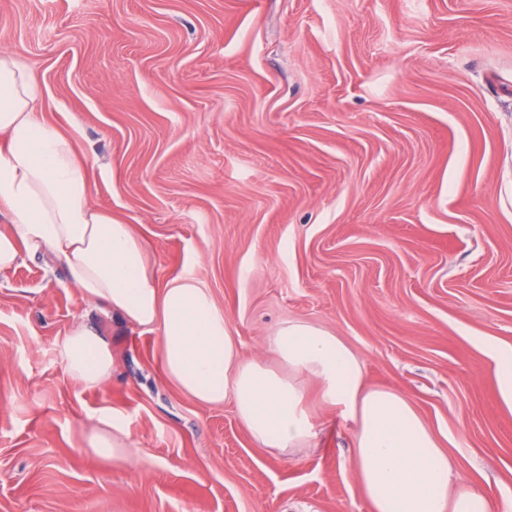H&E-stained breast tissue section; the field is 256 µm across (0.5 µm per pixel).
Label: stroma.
<instances>
[{"mask_svg": "<svg viewBox=\"0 0 512 512\" xmlns=\"http://www.w3.org/2000/svg\"><path fill=\"white\" fill-rule=\"evenodd\" d=\"M72 134L92 201L159 280L189 274L264 355L278 323L340 336L410 396L482 492L512 503V0H0V49ZM110 337L88 389L57 346ZM157 333L86 312L63 266L0 275V512H370L349 430L254 443L162 374ZM123 414L133 466L85 451ZM68 375L87 388L108 383L114 370L112 343L84 321L74 324L58 345ZM493 376L499 401L512 410V345L492 346Z\"/></svg>", "mask_w": 512, "mask_h": 512, "instance_id": "35a3bbf8", "label": "stroma"}]
</instances>
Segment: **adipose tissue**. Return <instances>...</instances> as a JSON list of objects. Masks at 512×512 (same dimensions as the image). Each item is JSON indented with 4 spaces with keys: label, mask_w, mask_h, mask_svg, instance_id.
Instances as JSON below:
<instances>
[{
    "label": "adipose tissue",
    "mask_w": 512,
    "mask_h": 512,
    "mask_svg": "<svg viewBox=\"0 0 512 512\" xmlns=\"http://www.w3.org/2000/svg\"><path fill=\"white\" fill-rule=\"evenodd\" d=\"M41 89L10 51L0 50V272L23 255L48 254L67 271L89 310L158 331L166 380L199 403H231L252 440L286 453L313 442L307 384L351 428L358 487L371 512H497L462 474L456 459L410 397L368 384L362 361L338 336L303 320L278 324L264 340L276 359L244 358L224 310L188 275L159 283L132 225L95 207L74 139L39 115ZM68 375L88 388L108 383L112 343L77 322L58 346ZM89 452L135 463L125 417L96 416Z\"/></svg>",
    "instance_id": "adipose-tissue-1"
}]
</instances>
